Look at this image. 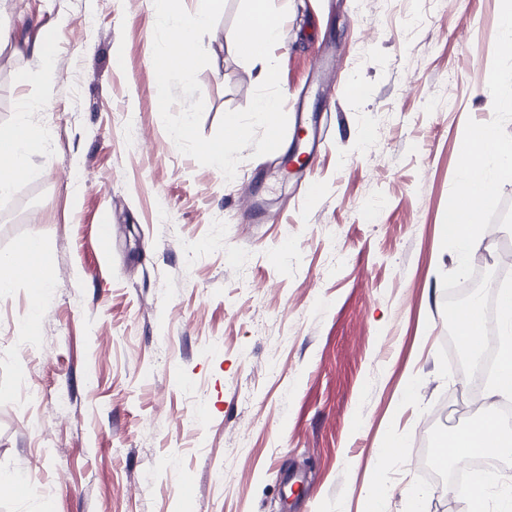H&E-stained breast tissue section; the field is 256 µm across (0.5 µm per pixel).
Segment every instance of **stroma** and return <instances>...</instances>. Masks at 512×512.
I'll return each mask as SVG.
<instances>
[{"mask_svg":"<svg viewBox=\"0 0 512 512\" xmlns=\"http://www.w3.org/2000/svg\"><path fill=\"white\" fill-rule=\"evenodd\" d=\"M239 2L202 39L206 137L260 83ZM274 3L281 90L324 141L307 180L179 152L154 0H0V26L55 45L45 65L0 49V124L25 116L48 151L0 195V255L35 236L56 269L42 304L0 294V512H469L427 446L486 393L450 334L466 269L445 225L462 142L488 123L512 142L487 89L512 78L504 0ZM477 222L512 251V180Z\"/></svg>","mask_w":512,"mask_h":512,"instance_id":"stroma-1","label":"stroma"}]
</instances>
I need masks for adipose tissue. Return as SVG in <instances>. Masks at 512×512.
<instances>
[{
    "label": "adipose tissue",
    "instance_id": "obj_1",
    "mask_svg": "<svg viewBox=\"0 0 512 512\" xmlns=\"http://www.w3.org/2000/svg\"><path fill=\"white\" fill-rule=\"evenodd\" d=\"M7 152L5 165L0 166V193L10 190L22 178L30 164L44 157L42 135L25 120L0 126V152ZM465 160L463 180L460 184L459 203L448 209L449 237L458 242L466 254H477L482 247L480 230L474 216L467 211L468 199L483 200L494 183L512 179V143L490 133L484 140L468 138L462 148ZM6 257H0V288L12 287L16 280L27 283L36 301H43L53 282V267L41 243H34L27 259L25 273L17 274L6 266ZM502 306L503 342L498 362L499 379L490 394L512 396V289L498 291ZM458 448H477L487 454L512 455V430L497 422L494 405H487L475 427L462 432L454 442Z\"/></svg>",
    "mask_w": 512,
    "mask_h": 512
}]
</instances>
